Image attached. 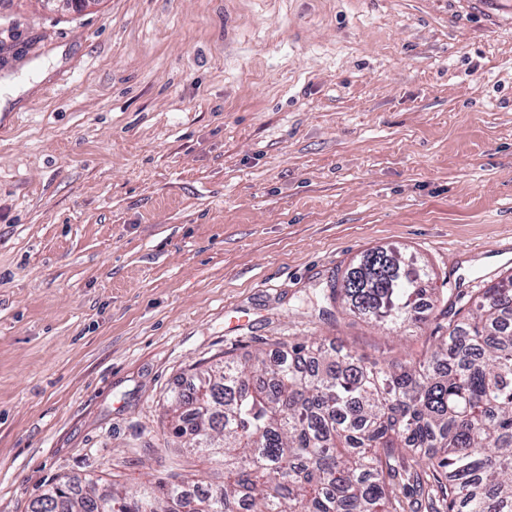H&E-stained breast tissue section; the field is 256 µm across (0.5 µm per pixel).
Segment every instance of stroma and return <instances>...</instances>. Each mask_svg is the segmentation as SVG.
I'll list each match as a JSON object with an SVG mask.
<instances>
[{"label": "stroma", "instance_id": "1", "mask_svg": "<svg viewBox=\"0 0 512 512\" xmlns=\"http://www.w3.org/2000/svg\"><path fill=\"white\" fill-rule=\"evenodd\" d=\"M0 512L61 479L221 467L163 403L320 336L414 346L322 293L417 251L437 295L512 272V37L446 0H0Z\"/></svg>", "mask_w": 512, "mask_h": 512}]
</instances>
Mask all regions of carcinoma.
<instances>
[{"label": "carcinoma", "instance_id": "obj_1", "mask_svg": "<svg viewBox=\"0 0 512 512\" xmlns=\"http://www.w3.org/2000/svg\"><path fill=\"white\" fill-rule=\"evenodd\" d=\"M429 270L412 251L352 260L323 298L407 329ZM170 437L220 458L224 484L174 474L130 492L59 482L30 512H512V274L468 295L421 356L386 365L310 337L201 366L173 391Z\"/></svg>", "mask_w": 512, "mask_h": 512}]
</instances>
